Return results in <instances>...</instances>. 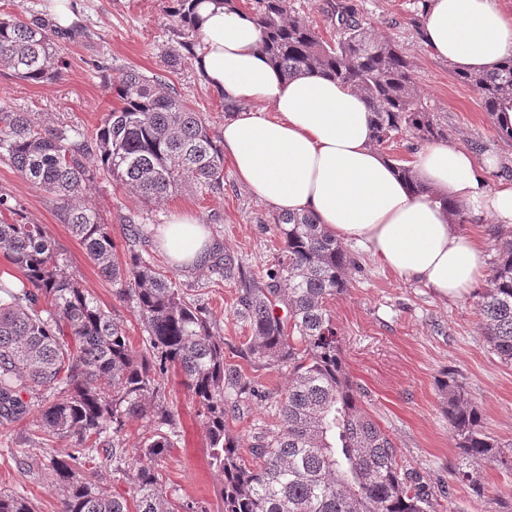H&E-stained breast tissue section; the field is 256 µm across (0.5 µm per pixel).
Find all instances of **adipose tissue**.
<instances>
[{"label": "adipose tissue", "mask_w": 512, "mask_h": 512, "mask_svg": "<svg viewBox=\"0 0 512 512\" xmlns=\"http://www.w3.org/2000/svg\"><path fill=\"white\" fill-rule=\"evenodd\" d=\"M195 65L220 96L243 109L221 130L239 182L278 212L308 213L337 238L358 243L387 269L455 297L485 276L479 240L453 230L449 202L475 220L512 224V185L489 188L494 159L430 142L411 162L414 193L371 144L363 97L319 75L286 78L260 51L246 13L203 0ZM423 36L461 71L512 57V15L499 0H428ZM171 262L204 263L211 240L189 214L160 238Z\"/></svg>", "instance_id": "1"}]
</instances>
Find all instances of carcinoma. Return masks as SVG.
I'll return each instance as SVG.
<instances>
[{
    "mask_svg": "<svg viewBox=\"0 0 512 512\" xmlns=\"http://www.w3.org/2000/svg\"><path fill=\"white\" fill-rule=\"evenodd\" d=\"M200 2L173 0L169 7L187 37L197 36ZM251 16L261 31L260 51L286 75L320 73L364 97L374 148L403 133L421 142L447 138L402 51L351 11L336 14L332 44L300 20L295 0H257ZM58 37L74 42L84 31L55 28L38 16L1 17L0 66L25 81L54 80L65 65ZM457 76L476 89L491 116L512 111V58ZM112 96L115 106L89 133L45 125L0 104V157L53 198L115 299L133 304L145 333L143 348L134 351L124 323L68 270L43 225L18 219L19 209L0 195V211L15 216L0 221V253L22 283L17 288L0 278V428L29 423L28 442L38 448L71 441L65 457L47 464L61 512H204L193 500L172 501L158 470L178 437L165 393L172 370L184 377L211 464L223 476L222 512H437L426 477L399 466L392 437L345 367L327 304L346 290L353 259L311 215L273 216L281 253L264 274L239 277L234 315L250 336L228 352L207 308L135 250L143 225H122L127 252L119 255L112 227L83 201L95 176L146 204L186 184L215 194L224 189V144L202 113L157 77L128 69L112 79ZM211 271L231 279L235 262L215 253ZM478 306L491 351L511 366V238L499 244ZM273 368L288 371L283 392L263 382ZM438 388L455 440L451 477L481 497L485 482L473 464L512 471V448L487 436L482 413L465 398L456 374L445 372ZM254 405L273 408L276 424L255 432L244 453L234 425ZM132 418L153 429L138 448L133 473H124L131 479L125 496L109 489L90 463L95 452L124 461L121 437ZM0 512L34 509L0 490Z\"/></svg>",
    "mask_w": 512,
    "mask_h": 512,
    "instance_id": "cac0c4a2",
    "label": "carcinoma"
}]
</instances>
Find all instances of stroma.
<instances>
[{
  "label": "stroma",
  "instance_id": "35a3bbf8",
  "mask_svg": "<svg viewBox=\"0 0 512 512\" xmlns=\"http://www.w3.org/2000/svg\"><path fill=\"white\" fill-rule=\"evenodd\" d=\"M344 2L407 57L425 102L448 128L449 143L465 146L478 156L495 157L490 187L512 183V141L499 136L478 92L461 82L454 66L437 58L424 42L419 0ZM68 8L86 36L75 43H61L60 54L66 61L61 75L32 83L0 68L1 104L34 113L50 126L90 130L112 108L108 77L117 69L133 67L148 76L166 77L214 130H222L229 115L220 96L195 70L192 50L181 47L182 37L167 13V0H68ZM174 47L180 50L181 63L172 71L164 56ZM0 194L20 209L27 223L45 227L70 270L102 307L114 310L133 347L141 348L143 332L129 304L115 301L111 283L99 275L52 198L2 160ZM87 196L111 224L116 244L124 242L122 226L127 220L144 225L146 238L139 251L166 274L191 286V299L207 306L225 343L243 341L249 330L234 314L237 280L216 279L204 266L174 267L159 245V234L173 216L188 212L245 273L262 272L273 262L281 248L272 222L274 211L237 180L232 165H225L224 189L217 194L203 196L187 188L146 206L100 176ZM345 247L356 263L349 272L347 292L331 300L328 308L342 338L346 366L367 390L382 428L391 433L400 465L430 478L445 512H496V498L512 494V474L483 467L487 490L481 498L451 480L455 447L437 384L442 371L458 373L467 396L483 414L487 433L512 446V365L502 364L484 338L477 289L444 298L422 282L384 268L355 242H346ZM166 396L180 430L179 443L163 467L168 491L173 499L194 500L209 512H220L222 478L209 465L206 431L178 374H170ZM28 433V426L20 424L0 436V489L28 499L36 512H60L59 490L44 467L50 458L64 456L70 443L64 439L51 448H32L24 442ZM19 456L29 458L30 468L17 467Z\"/></svg>",
  "mask_w": 512,
  "mask_h": 512
}]
</instances>
